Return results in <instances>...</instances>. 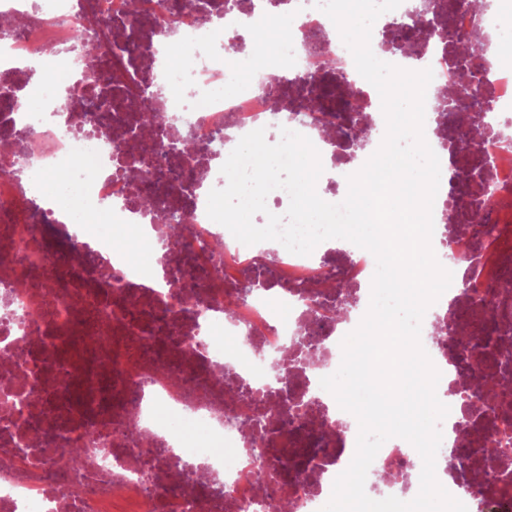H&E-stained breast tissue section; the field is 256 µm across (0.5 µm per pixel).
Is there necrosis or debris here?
I'll return each mask as SVG.
<instances>
[{"instance_id": "necrosis-or-debris-1", "label": "necrosis or debris", "mask_w": 512, "mask_h": 512, "mask_svg": "<svg viewBox=\"0 0 512 512\" xmlns=\"http://www.w3.org/2000/svg\"><path fill=\"white\" fill-rule=\"evenodd\" d=\"M321 0H284L281 9L235 6L216 15L213 0H0V144L18 134L35 142L19 172L0 163V512H272L254 482L265 468L276 495L294 512H321L336 471L352 460L359 424L322 394L320 380L342 360L343 338L368 310L376 260L354 249L329 262L278 247L274 264L239 242L206 214L211 189L227 184L224 155L245 134L275 126L312 136L317 127L294 85L305 77L332 84L361 106L378 149L386 130L381 97L354 76L355 64ZM407 4L382 14L371 33L373 53L385 62L415 61L431 69L425 95L424 136L449 171L433 204L432 247L452 257L456 287L447 289L422 319L423 348L443 373L458 365L463 329L476 328L477 349L512 364V145L483 135L476 166L449 148L451 132L436 107L439 89L467 68L446 31L497 36L512 27V0L490 10L476 0H432L424 39L399 51L383 41L390 20ZM288 31L272 34L271 17ZM99 33L93 51L77 47L81 28ZM264 38L263 63L246 77L231 64L252 33ZM41 59L43 78L19 71ZM129 97L126 112H103L104 89ZM479 98L501 115L512 113V58L475 83ZM158 116L150 134L138 117ZM188 133L190 152L171 148ZM149 158L155 169L186 176L177 188L151 190L152 207L128 204L132 193L121 168ZM489 184L497 202L481 206L465 233L458 195ZM71 200L60 209L57 196ZM99 208L102 229L80 233L87 209ZM186 216L188 233L170 241L161 217ZM140 225L143 238L162 248L156 261L138 263L116 245V230ZM84 253L82 262L71 259ZM356 287L351 315L336 321L325 279ZM253 296H242L246 280ZM239 337L237 356L222 335ZM287 355L296 371L271 384L264 359ZM26 376L16 380L17 359ZM226 369L224 382L213 374ZM441 422L438 481L458 500L466 491L444 468L450 454L467 458L492 508L512 502V459L493 443L512 444L506 420L476 379L455 377ZM481 405L477 424L459 416L460 402ZM271 404L261 421L263 442L236 423L240 412ZM195 424L197 440L182 432ZM53 431L68 447L86 449L81 466L42 449ZM422 461L412 448L388 439L370 466L375 500L417 496ZM220 497L204 493L211 478Z\"/></svg>"}]
</instances>
